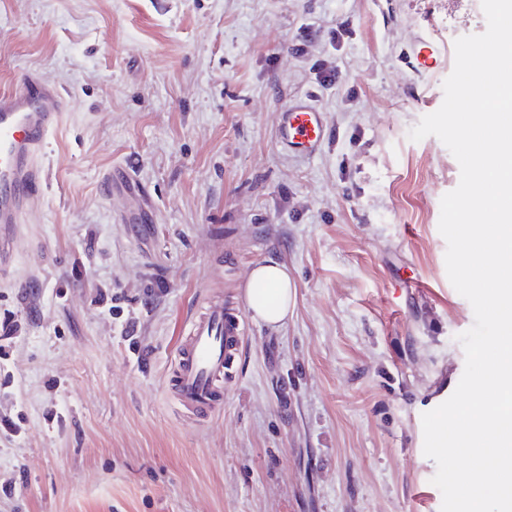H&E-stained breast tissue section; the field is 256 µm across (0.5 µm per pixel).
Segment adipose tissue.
Here are the masks:
<instances>
[{
  "label": "adipose tissue",
  "instance_id": "obj_1",
  "mask_svg": "<svg viewBox=\"0 0 512 512\" xmlns=\"http://www.w3.org/2000/svg\"><path fill=\"white\" fill-rule=\"evenodd\" d=\"M246 302L254 317L267 326H281L288 317L293 290L285 265L266 263L252 269L246 285Z\"/></svg>",
  "mask_w": 512,
  "mask_h": 512
}]
</instances>
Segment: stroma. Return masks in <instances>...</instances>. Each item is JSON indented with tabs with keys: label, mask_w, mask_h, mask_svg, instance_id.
<instances>
[{
	"label": "stroma",
	"mask_w": 512,
	"mask_h": 512,
	"mask_svg": "<svg viewBox=\"0 0 512 512\" xmlns=\"http://www.w3.org/2000/svg\"><path fill=\"white\" fill-rule=\"evenodd\" d=\"M486 27L481 0H0V91L69 99L0 281V512H440L422 415L474 313L438 229L459 164L408 133ZM305 95L308 159L276 135ZM267 262L278 329L245 298ZM219 302L243 344L193 417L176 355ZM324 112L312 98L292 101L280 113L277 137L288 152L311 158L326 139ZM246 302L254 317L277 328L288 318L293 290L285 265L266 263L250 272L246 285Z\"/></svg>",
	"instance_id": "stroma-1"
}]
</instances>
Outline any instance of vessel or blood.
Returning <instances> with one entry per match:
<instances>
[{
  "mask_svg": "<svg viewBox=\"0 0 512 512\" xmlns=\"http://www.w3.org/2000/svg\"><path fill=\"white\" fill-rule=\"evenodd\" d=\"M18 91L0 93V228L22 223L44 187L43 153L48 134L67 107L65 93L33 73L21 78ZM326 119L312 98L292 101L280 113L277 137L290 153L313 157L326 138ZM237 312L210 305L195 319L177 359L179 400L186 409H211L225 369L242 346Z\"/></svg>",
  "mask_w": 512,
  "mask_h": 512,
  "instance_id": "obj_1",
  "label": "vessel or blood"
}]
</instances>
